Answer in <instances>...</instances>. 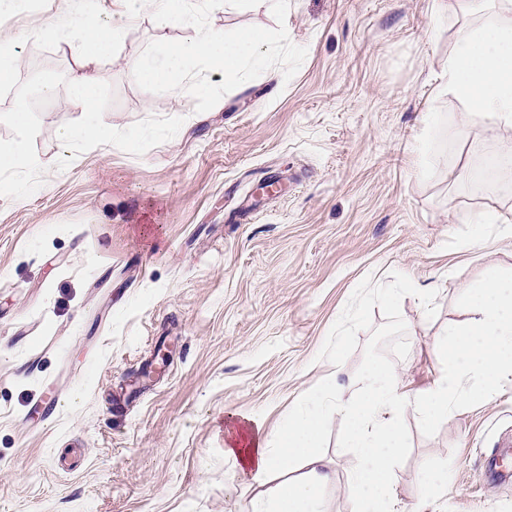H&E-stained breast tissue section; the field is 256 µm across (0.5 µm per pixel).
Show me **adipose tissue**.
I'll list each match as a JSON object with an SVG mask.
<instances>
[{
	"mask_svg": "<svg viewBox=\"0 0 512 512\" xmlns=\"http://www.w3.org/2000/svg\"><path fill=\"white\" fill-rule=\"evenodd\" d=\"M490 2L497 20L461 31L436 92L487 117L486 131L494 136L512 129V0ZM144 13L159 27L194 33L190 43L172 47L163 59L144 55L128 63L129 80L143 86L146 95L161 92L179 100L206 95L207 83L187 68L193 59L239 85L249 83L253 69L263 62V32L215 30L201 22L190 0H125L118 22L97 18L94 0H61L36 31L0 36V74L5 76L18 62L16 46L22 40L47 38L77 57L83 73L72 92L85 120L58 127L61 147L75 141L111 144L112 129L101 123L93 107L92 70L111 57L126 21ZM432 350L445 370L427 387L406 388L390 368L369 364L347 382L333 378L324 388L305 392L289 411L277 443H269L261 422L252 418L227 427L226 454L251 472L259 486L250 512H327L321 492L336 475L316 443L332 415L344 422L346 441L357 457L350 489L359 512H393V485L405 446L404 414L413 412L430 426L490 399L512 380V263L461 294L453 318L435 333Z\"/></svg>",
	"mask_w": 512,
	"mask_h": 512,
	"instance_id": "ef3b65f1",
	"label": "adipose tissue"
}]
</instances>
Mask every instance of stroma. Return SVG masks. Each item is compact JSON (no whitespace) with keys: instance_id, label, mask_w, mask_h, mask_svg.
<instances>
[{"instance_id":"35a3bbf8","label":"stroma","mask_w":512,"mask_h":512,"mask_svg":"<svg viewBox=\"0 0 512 512\" xmlns=\"http://www.w3.org/2000/svg\"><path fill=\"white\" fill-rule=\"evenodd\" d=\"M192 2L213 28L265 31L248 85L196 60L207 96H146L127 62L193 32L142 15L96 68L107 150L60 147L58 126L84 119L80 68L49 40L21 55L62 73L53 111L31 106L25 129L0 97V147L27 139L44 162L0 175V512H248L258 486L224 455L229 414L276 435L302 392L371 358L425 386L441 370L434 332L512 253L493 230L460 246L478 211L512 221V186L479 181L512 134L487 135L436 94L471 16H438L436 0ZM268 180L281 192L256 196ZM241 208L251 222L228 223ZM414 281L437 286L430 308L405 294ZM387 286L401 291L392 309ZM50 393L46 420L35 404ZM402 427L397 512L415 504L420 468L442 462L451 493L436 512H512V454L509 479L480 476L512 440V385ZM319 448L336 470L329 512H356L338 416Z\"/></svg>"}]
</instances>
